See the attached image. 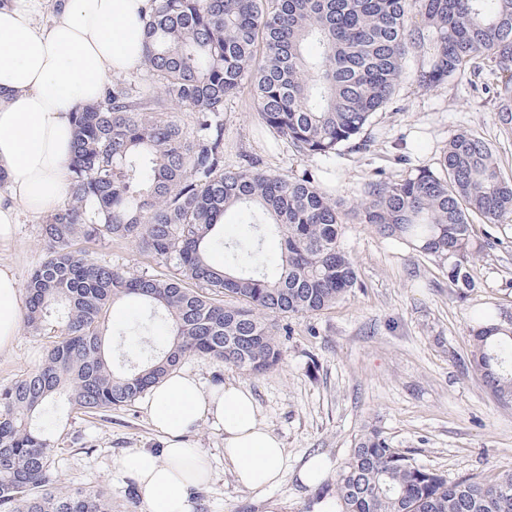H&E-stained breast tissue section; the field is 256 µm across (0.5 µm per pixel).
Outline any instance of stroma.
Listing matches in <instances>:
<instances>
[{"label":"stroma","instance_id":"1","mask_svg":"<svg viewBox=\"0 0 512 512\" xmlns=\"http://www.w3.org/2000/svg\"><path fill=\"white\" fill-rule=\"evenodd\" d=\"M497 76L490 60L434 88L404 78L362 134L367 145L344 146L328 159L303 158L264 126L249 88L224 104V166L248 164L282 175L312 171L318 184L342 200L341 243L354 260L360 288L336 306L288 321L282 363L260 377L207 358L182 363L204 385L240 383L251 389L258 416L283 442L287 467L280 482L262 492L235 480L224 461V435L201 425L190 439L209 458L214 482L196 497L194 512H316L333 493L335 472L322 485L298 474L314 457L343 462L361 431L376 426L393 447L449 481L492 480L512 469V406L495 401L468 376L463 358L472 319L485 313L512 318V222L476 223L489 236L473 268L475 286L458 292L443 267L407 245L359 223L352 208L373 180H398L420 169L438 170L449 138L467 130L495 147L503 175L512 179V118L499 111L483 87ZM42 219L21 214L14 240L0 244V263L19 283L47 256ZM95 261L134 274L163 270L134 244L76 241ZM49 340L20 332L0 354V387L35 369ZM61 487L112 489V512H146L132 480L117 468L134 448L160 452L163 438L150 426L142 402L97 415L67 413L54 419Z\"/></svg>","mask_w":512,"mask_h":512}]
</instances>
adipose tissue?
<instances>
[{
  "label": "adipose tissue",
  "mask_w": 512,
  "mask_h": 512,
  "mask_svg": "<svg viewBox=\"0 0 512 512\" xmlns=\"http://www.w3.org/2000/svg\"><path fill=\"white\" fill-rule=\"evenodd\" d=\"M149 7L150 0H0V243L13 239L21 213L38 218L63 203L73 115L98 101L112 78L144 68ZM24 312L17 277L0 264V353L11 351ZM144 407L164 438L162 453L129 451L118 469L147 512H194L213 470L185 436L204 423L223 432L224 459L241 485L263 490L283 475L282 444L244 385L205 390L177 370L150 389Z\"/></svg>",
  "instance_id": "ef3b65f1"
}]
</instances>
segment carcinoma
<instances>
[{
  "instance_id": "1",
  "label": "carcinoma",
  "mask_w": 512,
  "mask_h": 512,
  "mask_svg": "<svg viewBox=\"0 0 512 512\" xmlns=\"http://www.w3.org/2000/svg\"><path fill=\"white\" fill-rule=\"evenodd\" d=\"M145 35L161 86L117 78L73 115L68 197L45 217L49 253L26 286L25 326L52 341L37 369L0 389V512H112L111 493L56 484L43 420L58 402L84 414L130 406L195 356L258 377L283 360L284 320L358 287L340 242L342 203L312 173L224 168L220 114L244 84L269 131L306 158L356 141L407 74L436 87L484 57L503 77L493 88L502 111L512 101V0H151ZM175 104L199 114L195 134L162 118ZM440 168L367 183L358 214L448 267L462 294L488 245L471 217L512 221V180L467 131L448 140ZM231 207L246 211L254 238L224 240ZM268 235L280 245L272 276L260 250ZM80 238L129 241L168 272L99 264L73 249ZM217 249L222 267L209 259ZM125 298L167 327L162 348L127 367L105 350L107 312ZM466 373L512 406L511 320H473ZM334 498L337 512H512V470L450 482L367 428L336 467Z\"/></svg>"
}]
</instances>
